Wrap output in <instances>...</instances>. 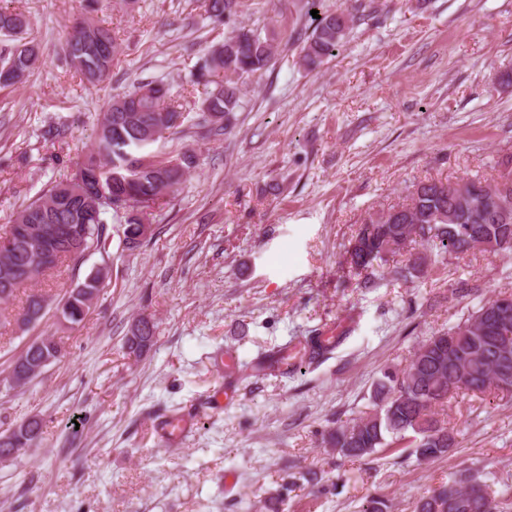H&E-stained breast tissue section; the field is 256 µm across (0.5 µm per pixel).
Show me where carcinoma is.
<instances>
[{
    "instance_id": "obj_1",
    "label": "carcinoma",
    "mask_w": 512,
    "mask_h": 512,
    "mask_svg": "<svg viewBox=\"0 0 512 512\" xmlns=\"http://www.w3.org/2000/svg\"><path fill=\"white\" fill-rule=\"evenodd\" d=\"M201 7L213 21L222 23L236 17L240 0H201ZM312 29L300 48L302 65L314 70L336 56L347 42L355 16L350 12L323 10L322 0H304L305 16ZM0 90L16 86L30 75L40 59V45L33 35V22L22 12L0 7ZM275 31L258 32L239 27L224 40L207 47L195 82L204 92L195 102L196 112L188 117L181 106L168 102V88L157 80L139 83L133 90L114 94L102 115L96 138L72 177L57 182L18 210L4 235L10 237L14 264L31 271L19 276L9 288H0V303L37 278L64 263L77 267L90 251L107 252L108 219L125 225V245L139 246L134 238L146 223L150 209L160 196L177 190L195 168L191 149L159 157L143 149L164 135L193 134L216 139L233 125L242 104L246 80L263 74L276 55ZM65 59L90 84L112 77L124 53L118 36L90 19H82L67 33ZM504 171L494 183L470 179L465 190L459 182L429 180L409 194L408 202L393 206L386 216L362 224L347 248V263L357 275L372 273L375 265L412 250L415 245L438 250L449 258H460L473 250L512 253V220L500 222L499 202L503 189L512 188V156L502 162ZM117 196L118 204L94 207L97 184ZM18 224H71L80 228L79 238L66 240H24L16 233ZM426 258L416 257L404 265L389 268L394 281H408L420 272ZM103 283L88 276L73 299L59 302L56 311L77 325L82 307L95 299ZM49 306L44 295L31 293L21 318L42 319ZM154 324L145 318L130 324L125 345L137 358L154 345ZM339 342L323 343L312 337L304 356L307 364L326 358ZM512 351V311L495 321L483 308L464 314L448 330L422 341L408 365L401 371L387 370L371 395V409L365 416L339 425L323 436V444L344 458L360 459L383 448H409L419 461L437 459L457 446L456 433L443 417L449 399L459 393L485 394L492 390L512 392V359L501 363L504 349ZM42 434L36 423L30 435L3 441L0 433V461L12 460L24 448L34 446ZM492 478L469 469L448 473V480L419 498L414 512H512V499L496 497Z\"/></svg>"
}]
</instances>
